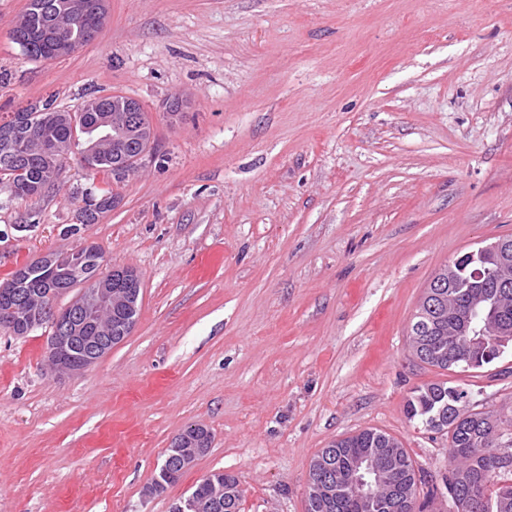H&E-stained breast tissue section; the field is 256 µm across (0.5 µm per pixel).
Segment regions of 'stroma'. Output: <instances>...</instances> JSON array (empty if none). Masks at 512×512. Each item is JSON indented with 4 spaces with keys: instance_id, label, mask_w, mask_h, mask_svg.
Segmentation results:
<instances>
[{
    "instance_id": "1",
    "label": "stroma",
    "mask_w": 512,
    "mask_h": 512,
    "mask_svg": "<svg viewBox=\"0 0 512 512\" xmlns=\"http://www.w3.org/2000/svg\"><path fill=\"white\" fill-rule=\"evenodd\" d=\"M27 3L0 0V119L120 93L155 146L120 181L74 159L32 198L0 179V283L86 243L142 283L130 335L78 374L51 371L50 326L0 328V512H171L218 471L242 512H305L316 452L369 428L430 496L448 437L407 418L412 390L448 379L512 412V346L446 372L409 336L443 265L512 235V0H108L51 61L11 38ZM194 424L210 449L149 492Z\"/></svg>"
}]
</instances>
